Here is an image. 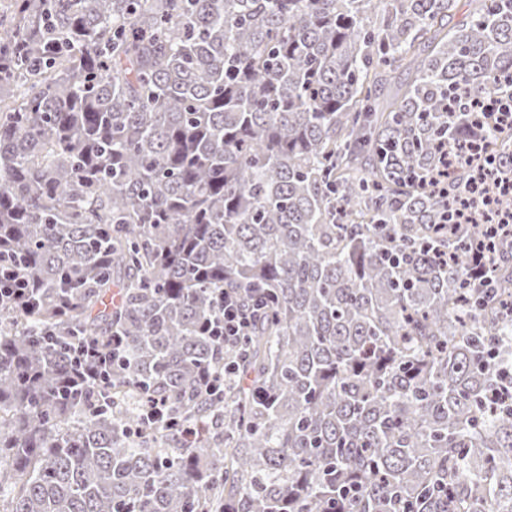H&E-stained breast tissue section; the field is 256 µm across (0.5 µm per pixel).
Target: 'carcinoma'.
Returning a JSON list of instances; mask_svg holds the SVG:
<instances>
[{
	"instance_id": "1",
	"label": "carcinoma",
	"mask_w": 512,
	"mask_h": 512,
	"mask_svg": "<svg viewBox=\"0 0 512 512\" xmlns=\"http://www.w3.org/2000/svg\"><path fill=\"white\" fill-rule=\"evenodd\" d=\"M457 2L11 0L0 512H512V239L450 230L474 143L512 214V0ZM226 291L265 307L223 347ZM77 351H80L84 360V365L77 377L84 381L87 378L95 380L98 367L101 364H106L107 350L104 348V345L98 339H81L77 343Z\"/></svg>"
}]
</instances>
